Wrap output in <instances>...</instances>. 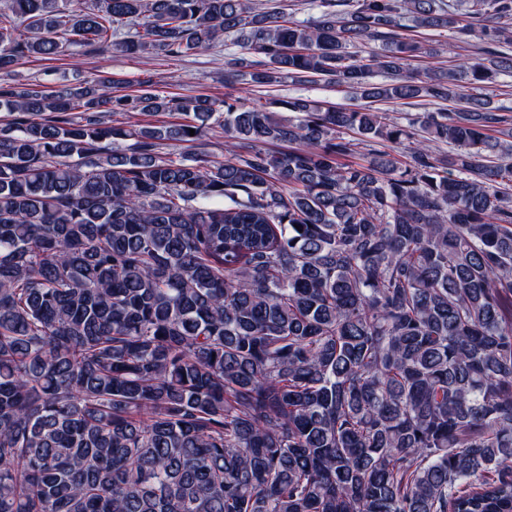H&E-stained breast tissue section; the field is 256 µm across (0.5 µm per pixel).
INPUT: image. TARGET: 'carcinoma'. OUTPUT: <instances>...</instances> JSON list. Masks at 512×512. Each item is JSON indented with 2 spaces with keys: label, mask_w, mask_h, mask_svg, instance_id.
Segmentation results:
<instances>
[{
  "label": "carcinoma",
  "mask_w": 512,
  "mask_h": 512,
  "mask_svg": "<svg viewBox=\"0 0 512 512\" xmlns=\"http://www.w3.org/2000/svg\"><path fill=\"white\" fill-rule=\"evenodd\" d=\"M319 7L0 3V74L68 44L185 58L242 36L254 60L224 58V83L250 67L257 89L367 102L290 98L282 119L106 76L0 84V512H512V145L492 135L512 109L470 92L512 54L420 76L403 34L507 46L512 0ZM415 98L443 108L377 107ZM214 125L222 161L159 152ZM260 3H267L265 7H274L278 5H291L286 6L289 8L288 12H292L293 17L297 21H307L316 16L318 10L315 0H255ZM268 101L273 99L288 100V97H301L308 100L328 101L342 107H355L363 101H356L349 89L343 86L321 84L317 86L300 85L285 80L282 85L275 88ZM104 121L112 124V121L124 122L127 125L130 124H138V125H169L172 123H177L180 120V116L177 114L165 113V112H157V113H133L128 115H112L110 113H104Z\"/></svg>",
  "instance_id": "cac0c4a2"
}]
</instances>
